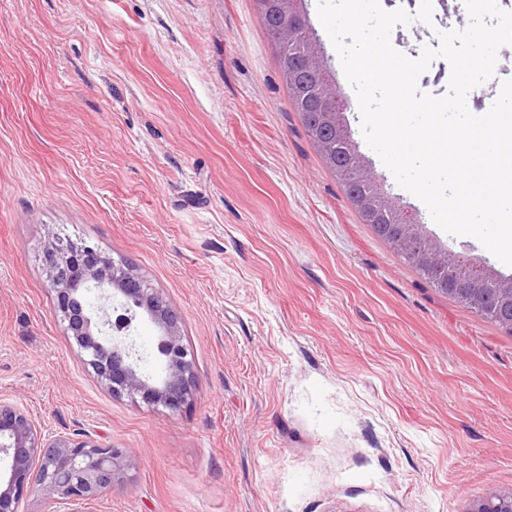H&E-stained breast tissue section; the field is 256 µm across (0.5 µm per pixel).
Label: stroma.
Listing matches in <instances>:
<instances>
[{"label": "stroma", "mask_w": 512, "mask_h": 512, "mask_svg": "<svg viewBox=\"0 0 512 512\" xmlns=\"http://www.w3.org/2000/svg\"><path fill=\"white\" fill-rule=\"evenodd\" d=\"M409 58L462 29L417 21ZM373 176L453 236L367 145ZM134 265L178 314L195 394L115 396L82 364L43 267L45 231ZM0 401L43 433L128 450L101 512H470L512 490V334L458 307L368 225L306 136L255 0H0Z\"/></svg>", "instance_id": "obj_1"}]
</instances>
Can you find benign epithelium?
<instances>
[{"label":"benign epithelium","instance_id":"1","mask_svg":"<svg viewBox=\"0 0 512 512\" xmlns=\"http://www.w3.org/2000/svg\"><path fill=\"white\" fill-rule=\"evenodd\" d=\"M293 41L289 27L278 31L275 46L285 63ZM303 57L322 77L319 89L332 103V111H346L348 104L326 74V64L313 42H306ZM47 237L43 261L57 317L83 363L114 395L138 396L148 405L171 411L189 404L193 357L168 302L135 269L115 262L97 247L77 246L52 229ZM93 288L105 300L97 307L87 298ZM118 295L123 302L117 308L112 300ZM139 312L159 332L157 349L165 373L157 379L142 371L125 343ZM0 454L10 459L8 472L0 475V512H21L22 503L32 494L66 512H91L96 502L124 482L130 466L125 449L91 438L46 435L25 411L2 402Z\"/></svg>","mask_w":512,"mask_h":512}]
</instances>
